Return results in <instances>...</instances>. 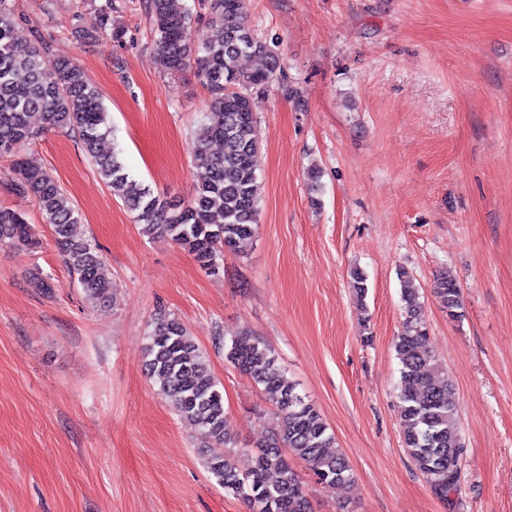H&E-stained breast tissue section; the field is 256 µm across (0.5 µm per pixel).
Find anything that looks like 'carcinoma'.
Returning <instances> with one entry per match:
<instances>
[{"mask_svg":"<svg viewBox=\"0 0 512 512\" xmlns=\"http://www.w3.org/2000/svg\"><path fill=\"white\" fill-rule=\"evenodd\" d=\"M111 9L109 3L98 10L90 27L82 30L83 38L93 39L107 27ZM143 9L162 70L176 76L193 68L211 93L193 140L194 164L204 177L187 202L153 195L130 177L119 153L100 152V142L112 129L99 92L86 83L74 62L50 57L48 45L39 37L19 44L12 0H0V152L17 156L13 190L35 199L57 249L92 303L112 298V280L97 249L74 234L79 216L69 197L42 167L19 156L29 140L48 128L75 132L102 181L133 213L143 235H167L198 263L212 268L220 255L239 249L259 227L253 158L259 148L255 114L263 96L277 83L285 96L299 98L296 87L281 83L279 53L251 25L250 0H197L190 6L185 0H143ZM200 9L206 10L213 34L193 46L186 32ZM244 57L255 59L257 65L243 68ZM214 142L222 143L223 150L212 151ZM0 242L27 248L38 244L23 215L8 208H0ZM398 278L405 312L395 343L404 445L432 490L446 498L460 486L465 451L456 392L435 366L418 288L406 270H399ZM433 294L448 318L462 317V292L453 278L440 275ZM147 339L144 364L159 394L180 418L198 428L204 440L235 447L224 394L186 328L176 318L162 315ZM224 356L261 389L277 418L275 432L252 454L246 472L238 470L229 454L207 459V471L225 492L242 498L250 512H311L291 458L304 461L322 482H353L343 454L329 452L335 439L322 416L296 392L297 384L281 371L263 340H234L224 345Z\"/></svg>","mask_w":512,"mask_h":512,"instance_id":"cac0c4a2","label":"carcinoma"}]
</instances>
